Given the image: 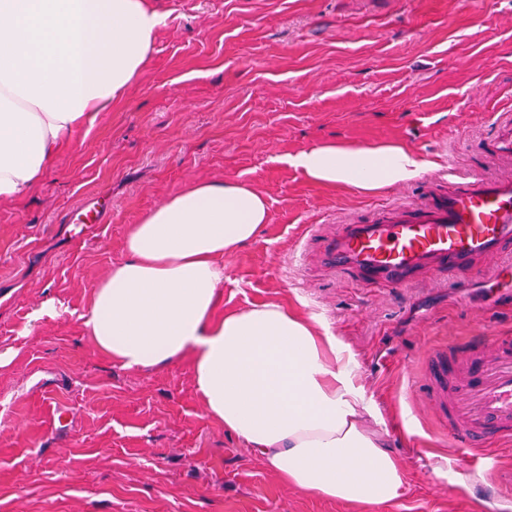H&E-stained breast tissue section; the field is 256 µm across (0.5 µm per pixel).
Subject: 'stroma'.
<instances>
[{
    "instance_id": "35a3bbf8",
    "label": "stroma",
    "mask_w": 512,
    "mask_h": 512,
    "mask_svg": "<svg viewBox=\"0 0 512 512\" xmlns=\"http://www.w3.org/2000/svg\"><path fill=\"white\" fill-rule=\"evenodd\" d=\"M164 17L147 64L57 155L41 184L0 201V512H512L491 468L504 442L452 463L418 388L429 351L512 336V298L484 303L512 249L399 288L319 262L333 228L390 215L479 172L512 135V0H150ZM475 98V110L462 101ZM396 145L424 163L367 191L327 185L291 156ZM238 180L270 219L224 259L221 307L281 302L336 340L369 423L408 475L360 505L285 484L202 409L189 365L128 370L84 315L133 224L191 184ZM101 223L82 228L88 210Z\"/></svg>"
}]
</instances>
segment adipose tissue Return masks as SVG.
<instances>
[{
	"mask_svg": "<svg viewBox=\"0 0 512 512\" xmlns=\"http://www.w3.org/2000/svg\"><path fill=\"white\" fill-rule=\"evenodd\" d=\"M163 17L149 0H0V201L33 191L58 152L121 98ZM313 181L375 190L421 162L401 147L322 145L291 157ZM268 222L238 181L192 184L132 225L126 257L96 286L85 324L130 370L190 363L205 415L285 483L384 505L407 479L373 430L333 337L281 303L220 312L224 259Z\"/></svg>",
	"mask_w": 512,
	"mask_h": 512,
	"instance_id": "1",
	"label": "adipose tissue"
}]
</instances>
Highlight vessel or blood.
<instances>
[{
  "instance_id": "b4317fda",
  "label": "vessel or blood",
  "mask_w": 512,
  "mask_h": 512,
  "mask_svg": "<svg viewBox=\"0 0 512 512\" xmlns=\"http://www.w3.org/2000/svg\"><path fill=\"white\" fill-rule=\"evenodd\" d=\"M512 245V179L475 174L452 192L403 206L392 219L349 224L327 236L320 260L363 281L405 284L425 264L455 267ZM423 394L448 432V451L482 450L512 437V336L472 337L470 354H429Z\"/></svg>"
}]
</instances>
